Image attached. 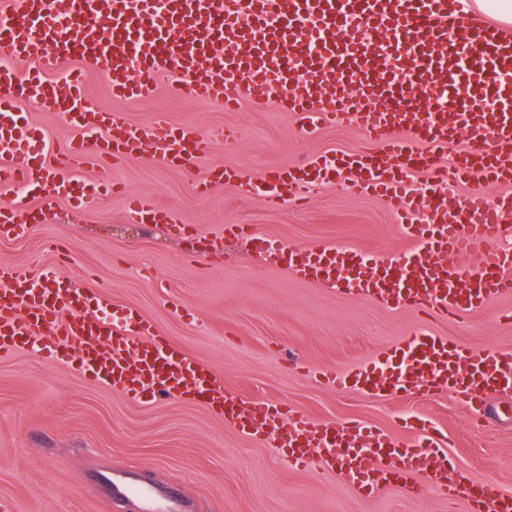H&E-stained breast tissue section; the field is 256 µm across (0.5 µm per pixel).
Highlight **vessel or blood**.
Returning <instances> with one entry per match:
<instances>
[{"label":"vessel or blood","instance_id":"1","mask_svg":"<svg viewBox=\"0 0 512 512\" xmlns=\"http://www.w3.org/2000/svg\"><path fill=\"white\" fill-rule=\"evenodd\" d=\"M0 0V185L38 189L43 206L0 202V238L25 236L49 203L84 204L77 170L111 177L113 164L142 156L186 168L204 141L196 126L175 127L165 116L131 124L125 113L85 119L83 72L100 70L114 99L151 96L160 79L176 92L236 110L246 86L295 115L312 138L326 126L356 127L374 150L321 154L254 180L240 169H215L212 182L245 191L269 186V201L304 205L313 189L346 186L377 195L393 210L410 248L389 257L339 244L281 250L294 278L362 297L388 308L427 307L458 318L512 295V31L454 13L452 0ZM385 44L407 64L386 68ZM28 63L20 72L18 63ZM30 102L68 116L52 136L20 120ZM453 165H442L449 146ZM430 181L408 190L412 176ZM132 224L188 225L144 198L130 201ZM477 256L476 266L465 265ZM102 295L88 293L55 269L38 273L0 264V356L36 347L51 363L71 366L137 399L144 393L189 397L223 414L241 432L278 433L284 463L317 462L362 495L396 486L463 500L475 512H512V494L496 492L448 465L426 432L409 418L401 442L364 420L315 423L267 399L232 397L204 363L160 336L137 309L98 317ZM327 384L382 398L457 392L470 408L491 390H512V350L466 347L417 331L381 361L327 370ZM115 498L132 512H190L185 490L109 478Z\"/></svg>","mask_w":512,"mask_h":512}]
</instances>
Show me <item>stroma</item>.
Returning <instances> with one entry per match:
<instances>
[{"label":"stroma","mask_w":512,"mask_h":512,"mask_svg":"<svg viewBox=\"0 0 512 512\" xmlns=\"http://www.w3.org/2000/svg\"><path fill=\"white\" fill-rule=\"evenodd\" d=\"M84 91L90 111L123 112L136 125L162 112L211 138L185 170L140 159L113 166L107 194L82 207L52 203L51 217L27 236L0 239V261L33 272L55 265L109 305L140 309L188 355L211 365L232 394L280 401L316 423L364 419L399 440L410 436L404 419H428L447 437L450 464L512 494V394L488 395L475 416L448 390L375 398L329 388L313 373L368 362L419 328L475 349L512 350V322L502 318L512 297L461 323L296 279L267 265L242 237L200 258L206 235L227 224L254 227L283 248L406 251L389 207L370 195L324 187L306 207L273 208L260 192L195 186L215 166L258 176L311 155L360 149L355 128L329 127L307 141L290 113L248 102L228 112L163 83L151 97L117 101L95 70L86 72ZM225 128L232 138L216 137ZM134 197L171 209L193 233L128 223ZM127 472L144 485L185 487L192 512H471L428 491L389 486L365 497L316 468L288 469L270 438L241 433L189 398L135 401L30 350L0 357V512H129L105 483Z\"/></svg>","instance_id":"1"}]
</instances>
